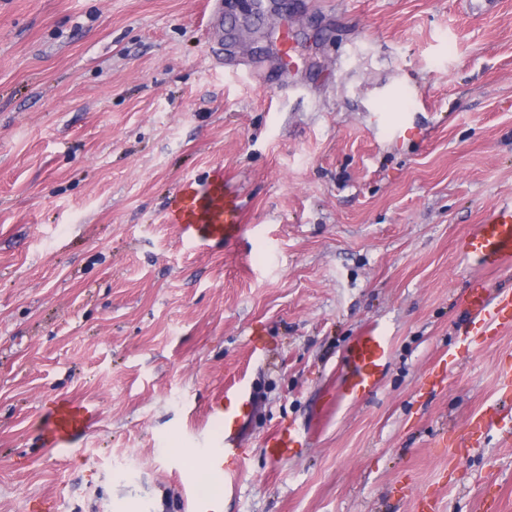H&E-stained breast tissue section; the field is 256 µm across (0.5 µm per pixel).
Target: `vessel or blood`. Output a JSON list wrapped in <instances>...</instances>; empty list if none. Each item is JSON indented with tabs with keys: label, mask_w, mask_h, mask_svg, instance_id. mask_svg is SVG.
Here are the masks:
<instances>
[{
	"label": "vessel or blood",
	"mask_w": 512,
	"mask_h": 512,
	"mask_svg": "<svg viewBox=\"0 0 512 512\" xmlns=\"http://www.w3.org/2000/svg\"><path fill=\"white\" fill-rule=\"evenodd\" d=\"M183 213V232L195 242L230 240L240 233V226L224 199L222 183H211L205 190L188 196ZM458 247L460 252L489 267L512 259V201L500 205L489 220L462 238ZM465 305L469 314L467 336L494 334L501 328L512 327L511 292L492 297L486 289L473 288L465 295ZM387 351L384 336L376 331L370 330L357 337L347 355L350 373L343 381L342 397L358 400L374 392L385 367ZM211 412L221 418L224 442L211 450L206 465L215 478L229 481L246 462V452L239 443V434L252 414L246 384L237 381L226 385ZM87 423L80 407L62 403L51 423V437L54 442L69 443L75 435L85 431ZM300 444L299 432L291 427L273 432L266 441V448L271 458L282 460ZM185 507L187 512H224V500L193 489L185 499Z\"/></svg>",
	"instance_id": "1"
}]
</instances>
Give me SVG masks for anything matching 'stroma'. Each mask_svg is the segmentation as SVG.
I'll use <instances>...</instances> for the list:
<instances>
[{
  "mask_svg": "<svg viewBox=\"0 0 512 512\" xmlns=\"http://www.w3.org/2000/svg\"><path fill=\"white\" fill-rule=\"evenodd\" d=\"M206 2L0 0V512H184L241 376L224 512H512V330L464 342L461 307L512 261L456 247L512 199V0H222L220 32ZM218 171L242 232L188 241ZM370 327L375 393L324 409ZM67 399L96 418L55 448ZM211 414L221 417L224 431V444L211 450L206 459L209 472L224 484L231 481L241 471L246 462V452L240 448L239 434L252 414L251 396L242 381L224 386ZM301 435L290 424L288 429L273 432L266 441V448L272 459L282 460L288 457L292 448L301 446Z\"/></svg>",
  "mask_w": 512,
  "mask_h": 512,
  "instance_id": "obj_1",
  "label": "stroma"
}]
</instances>
